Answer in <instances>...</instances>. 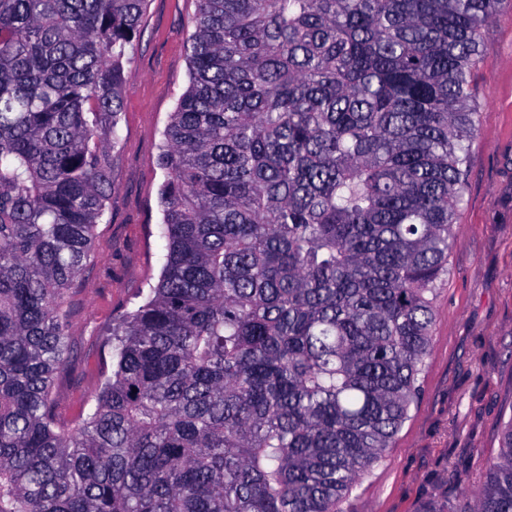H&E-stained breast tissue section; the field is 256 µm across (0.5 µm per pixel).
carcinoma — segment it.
Wrapping results in <instances>:
<instances>
[{
  "instance_id": "1",
  "label": "carcinoma",
  "mask_w": 512,
  "mask_h": 512,
  "mask_svg": "<svg viewBox=\"0 0 512 512\" xmlns=\"http://www.w3.org/2000/svg\"><path fill=\"white\" fill-rule=\"evenodd\" d=\"M195 2L161 276L67 421L148 0H0V512H343L421 394L505 0ZM425 512H512V418Z\"/></svg>"
}]
</instances>
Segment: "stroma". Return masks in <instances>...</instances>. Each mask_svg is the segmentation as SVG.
<instances>
[{"label": "stroma", "mask_w": 512, "mask_h": 512, "mask_svg": "<svg viewBox=\"0 0 512 512\" xmlns=\"http://www.w3.org/2000/svg\"><path fill=\"white\" fill-rule=\"evenodd\" d=\"M195 0H149L134 75L123 87L109 220L96 259L67 298L74 355L53 388L74 418L111 371L115 316L159 279L165 241L157 145L189 83L186 46ZM479 133L453 224L450 273L437 293L422 394L393 448L356 486L345 512H421L480 485L512 414V0L485 27L475 74Z\"/></svg>", "instance_id": "35a3bbf8"}]
</instances>
